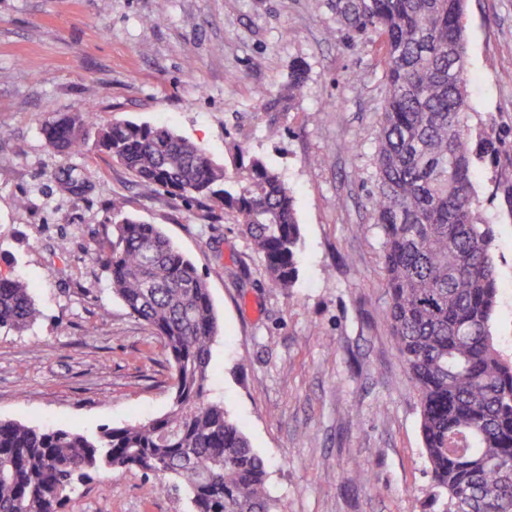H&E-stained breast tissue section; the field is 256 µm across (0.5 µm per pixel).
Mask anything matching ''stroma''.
I'll return each mask as SVG.
<instances>
[{
	"mask_svg": "<svg viewBox=\"0 0 512 512\" xmlns=\"http://www.w3.org/2000/svg\"><path fill=\"white\" fill-rule=\"evenodd\" d=\"M463 23L471 135L510 129L512 0H467ZM378 49L347 43L324 0H0V276H22L42 311L24 331H0V419L93 434L168 410L163 344L96 261L119 198L205 277L219 321L210 384L265 459L277 512H425L418 395L389 329L368 197L385 97ZM297 61L301 91L285 111H262L259 93L279 94ZM64 112L166 123L221 164L240 144L264 156L295 198L294 287H271L231 216L143 196L93 145L53 152L43 129ZM68 169L80 190L62 187ZM511 182L508 159L479 164L477 217L493 230L499 287L494 342L507 359ZM360 469L363 484L351 477ZM185 510L138 469L78 485L64 507Z\"/></svg>",
	"mask_w": 512,
	"mask_h": 512,
	"instance_id": "35a3bbf8",
	"label": "stroma"
}]
</instances>
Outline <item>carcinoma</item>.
Wrapping results in <instances>:
<instances>
[{
	"mask_svg": "<svg viewBox=\"0 0 512 512\" xmlns=\"http://www.w3.org/2000/svg\"><path fill=\"white\" fill-rule=\"evenodd\" d=\"M465 0H327L348 43L381 40L386 97L370 200L382 238L387 317L418 393L430 506L439 512H512V361L494 345L498 282L488 224L476 221L478 161L499 162L504 136L472 140L466 104ZM306 81L291 66L284 92L259 95L278 112ZM97 151L124 166L144 193L164 191L207 217L228 214L262 256L271 287L299 274L300 224L292 190L260 155L238 148L228 171L166 124L62 113L46 144ZM98 261L112 293L159 336L174 368L163 415L89 436L0 419V512H60L99 471L139 469L189 512H273L265 460L209 388L218 321L193 263L155 224L114 199ZM26 282L0 278V330L39 316Z\"/></svg>",
	"mask_w": 512,
	"mask_h": 512,
	"instance_id": "cac0c4a2",
	"label": "carcinoma"
}]
</instances>
